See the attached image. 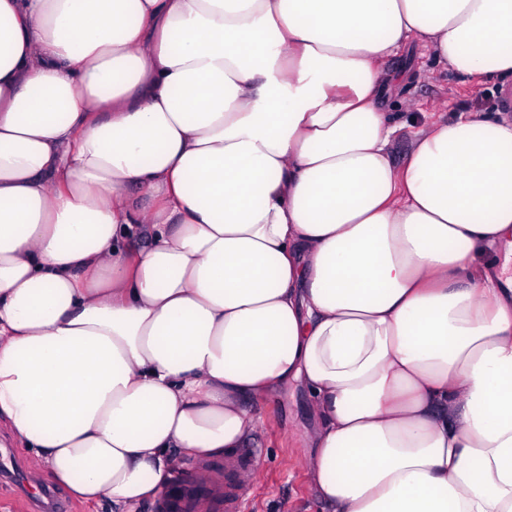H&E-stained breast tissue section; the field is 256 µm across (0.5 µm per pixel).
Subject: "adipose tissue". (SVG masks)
<instances>
[{
	"label": "adipose tissue",
	"mask_w": 512,
	"mask_h": 512,
	"mask_svg": "<svg viewBox=\"0 0 512 512\" xmlns=\"http://www.w3.org/2000/svg\"><path fill=\"white\" fill-rule=\"evenodd\" d=\"M512 77V0H0V426L136 512L294 385L325 512H512V122L418 132L410 41Z\"/></svg>",
	"instance_id": "ef3b65f1"
}]
</instances>
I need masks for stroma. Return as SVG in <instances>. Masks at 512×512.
Returning <instances> with one entry per match:
<instances>
[{
	"instance_id": "obj_1",
	"label": "stroma",
	"mask_w": 512,
	"mask_h": 512,
	"mask_svg": "<svg viewBox=\"0 0 512 512\" xmlns=\"http://www.w3.org/2000/svg\"><path fill=\"white\" fill-rule=\"evenodd\" d=\"M388 66L400 75L391 82L387 97V107L400 125L390 145L391 160L399 168L407 161L412 132L422 123L461 114L501 117V94L512 91V78L460 80L434 66L429 50L414 41L390 59ZM258 413L264 425L258 432L256 455L263 467L250 477V512H323L307 472L298 464L303 433L312 424L306 397L298 390L280 391ZM0 458L7 465L6 471H0V512H111L108 503L81 504L60 492L55 504H47L44 492L52 487L50 479H43L37 491L27 486V453L6 433L0 435Z\"/></svg>"
}]
</instances>
